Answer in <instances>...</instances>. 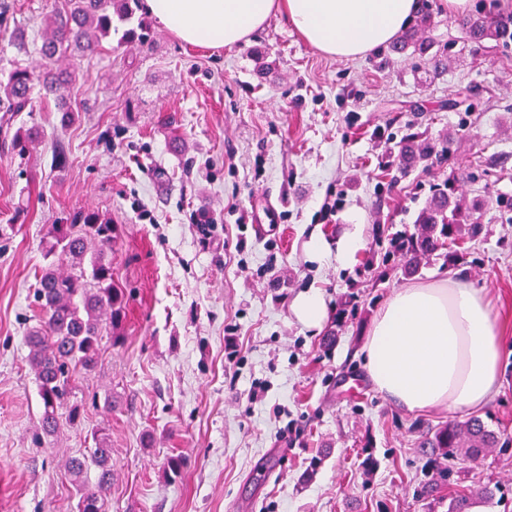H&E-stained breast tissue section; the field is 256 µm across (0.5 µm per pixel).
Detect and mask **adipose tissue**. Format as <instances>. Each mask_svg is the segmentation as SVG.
I'll list each match as a JSON object with an SVG mask.
<instances>
[{
  "instance_id": "adipose-tissue-1",
  "label": "adipose tissue",
  "mask_w": 512,
  "mask_h": 512,
  "mask_svg": "<svg viewBox=\"0 0 512 512\" xmlns=\"http://www.w3.org/2000/svg\"><path fill=\"white\" fill-rule=\"evenodd\" d=\"M183 43L232 48L280 16L316 50L355 59L390 42L416 0H144ZM371 382L409 412L484 406L499 387L501 344L485 295L444 279L396 291L362 347Z\"/></svg>"
}]
</instances>
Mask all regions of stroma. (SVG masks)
I'll return each mask as SVG.
<instances>
[{
  "label": "stroma",
  "mask_w": 512,
  "mask_h": 512,
  "mask_svg": "<svg viewBox=\"0 0 512 512\" xmlns=\"http://www.w3.org/2000/svg\"><path fill=\"white\" fill-rule=\"evenodd\" d=\"M63 5L0 0V80L17 63L42 70L44 18ZM429 35L460 53L439 76L379 47L325 56L275 16L230 49L184 44L154 21L145 42L110 38L77 61L75 121L40 97L17 116L44 137L22 157L0 146V512H76L65 463L100 429L114 470L105 512H448L451 496L487 483L504 495L484 512H512V444L459 458L450 485L417 493L420 428L473 414L512 441V212L497 205L512 199V47L471 54L446 0ZM409 133L452 138V153L390 183ZM451 171L464 201H487L465 263L434 257L410 275L398 260L377 280L389 238L412 230ZM79 208L121 228L112 269L126 317L120 342L102 340L101 368L76 379L80 424L48 437L25 334L45 227ZM255 210L261 229L238 230ZM353 232L362 246L348 263L310 250ZM450 276L488 295L500 387L473 412L410 413L374 388L361 348L397 289ZM311 293L326 307L318 331L292 311ZM257 384L265 393L249 400Z\"/></svg>",
  "instance_id": "1"
}]
</instances>
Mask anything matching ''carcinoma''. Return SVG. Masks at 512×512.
I'll list each match as a JSON object with an SVG mask.
<instances>
[{
	"label": "carcinoma",
	"instance_id": "obj_1",
	"mask_svg": "<svg viewBox=\"0 0 512 512\" xmlns=\"http://www.w3.org/2000/svg\"><path fill=\"white\" fill-rule=\"evenodd\" d=\"M419 5L414 24L388 46V52L405 55L408 50L429 56L435 69L448 68L449 48H435L427 36L433 24L430 0H416ZM141 0H67L65 8L47 18L39 53L45 61L41 72L27 67L12 69L7 82L0 83V110L28 112L34 89L46 95L69 88L76 81V71L55 69L62 58L76 60L104 50L103 41L118 31L115 22L129 25L123 30L119 44L145 40L148 29L145 18L135 17ZM466 41L484 48L488 41L495 46L512 42V15L504 16L478 10L458 22ZM3 141L12 153L23 156L38 143L35 134L11 131L10 119L4 120ZM451 143L421 136L405 138L401 143L400 170L405 173L424 162L448 161ZM459 174L451 173L433 185L415 224L418 232L390 239V248L382 263L399 255L409 274L418 272L421 264L432 256H440L450 264L459 261L461 253L452 246L480 238L483 224L481 203L467 207L460 203L457 192ZM119 236L117 225L91 209L66 215L58 224L49 225L42 239L44 265L41 266L34 300L39 309L36 323L29 327L26 343L27 361L38 384L42 402L41 430L54 434L57 411L67 404L77 375L91 373L101 364V342L105 336L120 334L126 305L125 291L112 274V248ZM420 447L448 460L441 471L446 481L453 471V461L462 454L477 459L499 445L500 433L489 428L478 416L454 422L421 433ZM91 455L74 457L67 462L71 484L78 496V512H103L104 496L112 483V448L104 432L94 435ZM97 470L95 485H89L87 473Z\"/></svg>",
	"mask_w": 512,
	"mask_h": 512
}]
</instances>
